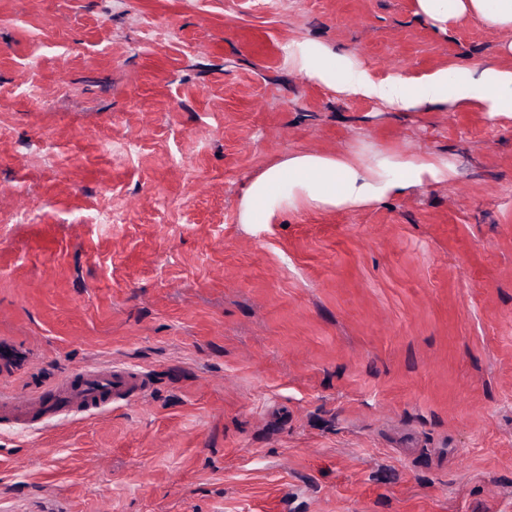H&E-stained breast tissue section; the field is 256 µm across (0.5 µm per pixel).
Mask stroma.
Instances as JSON below:
<instances>
[{"instance_id":"1","label":"stroma","mask_w":512,"mask_h":512,"mask_svg":"<svg viewBox=\"0 0 512 512\" xmlns=\"http://www.w3.org/2000/svg\"><path fill=\"white\" fill-rule=\"evenodd\" d=\"M294 41L462 79L512 30L417 0H0V390L146 383L0 417V512H512V118L336 93ZM300 152L456 176L243 223ZM143 379L135 372L115 366L84 368L66 384L49 392L17 401L13 395H0V410L17 421L31 422L34 418L68 416L98 409L124 397L130 399L140 394Z\"/></svg>"}]
</instances>
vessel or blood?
I'll use <instances>...</instances> for the list:
<instances>
[{
	"label": "vessel or blood",
	"mask_w": 512,
	"mask_h": 512,
	"mask_svg": "<svg viewBox=\"0 0 512 512\" xmlns=\"http://www.w3.org/2000/svg\"><path fill=\"white\" fill-rule=\"evenodd\" d=\"M143 379L135 372L115 366L81 370L66 384L25 400L0 395V410L15 420L76 415L96 409L118 397L132 398L142 392Z\"/></svg>",
	"instance_id": "obj_1"
}]
</instances>
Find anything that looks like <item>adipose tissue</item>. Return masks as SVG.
I'll list each match as a JSON object with an SVG mask.
<instances>
[{
	"mask_svg": "<svg viewBox=\"0 0 512 512\" xmlns=\"http://www.w3.org/2000/svg\"><path fill=\"white\" fill-rule=\"evenodd\" d=\"M424 16L441 22L461 18L496 29H512V0H417ZM289 59L312 81L339 93L378 97L399 112L427 105L478 104L490 118H512V67L489 65L466 79L442 67L421 79L375 80L342 50L323 43L295 42ZM454 168L432 158L386 156L369 163L320 153H296L250 182L241 204L246 224H269L286 209L339 211L381 201L407 189L450 181Z\"/></svg>",
	"mask_w": 512,
	"mask_h": 512,
	"instance_id": "obj_1",
	"label": "adipose tissue"
}]
</instances>
